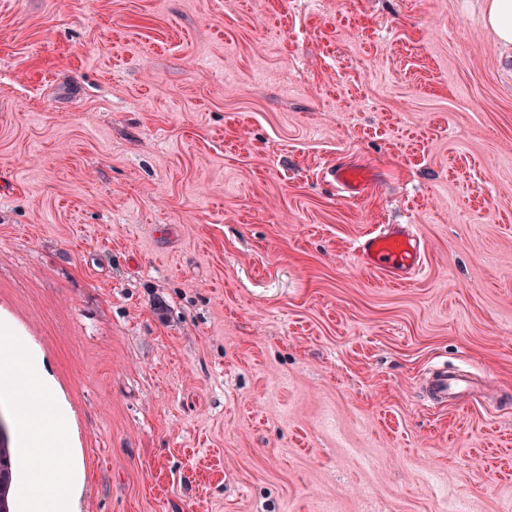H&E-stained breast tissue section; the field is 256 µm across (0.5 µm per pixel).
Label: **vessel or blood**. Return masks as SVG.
I'll return each instance as SVG.
<instances>
[{
    "label": "vessel or blood",
    "instance_id": "b4317fda",
    "mask_svg": "<svg viewBox=\"0 0 512 512\" xmlns=\"http://www.w3.org/2000/svg\"><path fill=\"white\" fill-rule=\"evenodd\" d=\"M326 174L352 194L359 193L366 183L364 171L351 165H330ZM355 252L363 265L388 277L401 272L412 276L420 273L423 266L421 240L408 225H385L361 236ZM471 393L468 375L449 369L444 363L425 373L421 387L423 400L434 407L461 402Z\"/></svg>",
    "mask_w": 512,
    "mask_h": 512
}]
</instances>
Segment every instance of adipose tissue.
Instances as JSON below:
<instances>
[{
  "label": "adipose tissue",
  "mask_w": 512,
  "mask_h": 512,
  "mask_svg": "<svg viewBox=\"0 0 512 512\" xmlns=\"http://www.w3.org/2000/svg\"><path fill=\"white\" fill-rule=\"evenodd\" d=\"M13 397V412L28 450L22 512H79V468H59L73 430L63 400L37 352L23 338L0 339V394Z\"/></svg>",
  "instance_id": "ef3b65f1"
}]
</instances>
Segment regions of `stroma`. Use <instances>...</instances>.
<instances>
[{"label":"stroma","mask_w":512,"mask_h":512,"mask_svg":"<svg viewBox=\"0 0 512 512\" xmlns=\"http://www.w3.org/2000/svg\"><path fill=\"white\" fill-rule=\"evenodd\" d=\"M488 2L0 0V309L70 405L81 512H512ZM384 224L417 277L355 255ZM443 361L476 402L420 400ZM325 173L326 176H330L337 185L353 195L359 193L366 183L364 171L351 165L333 164L326 167ZM355 252L363 265L387 277L399 272L408 277L422 270L423 247L412 225H385L361 236Z\"/></svg>","instance_id":"stroma-1"}]
</instances>
